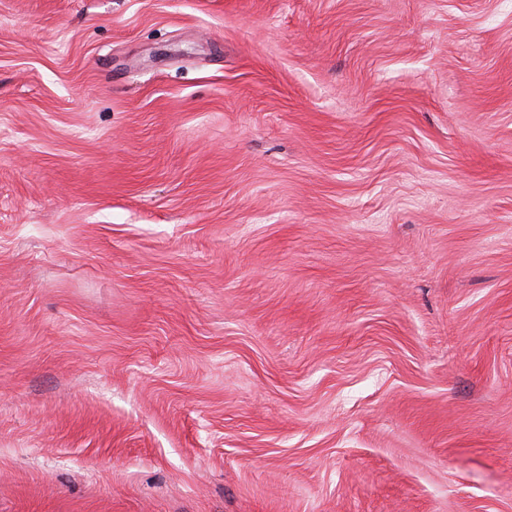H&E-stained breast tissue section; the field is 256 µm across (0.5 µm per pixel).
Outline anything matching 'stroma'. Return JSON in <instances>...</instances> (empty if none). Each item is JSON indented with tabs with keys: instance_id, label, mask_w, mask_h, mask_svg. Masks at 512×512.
I'll list each match as a JSON object with an SVG mask.
<instances>
[{
	"instance_id": "35a3bbf8",
	"label": "stroma",
	"mask_w": 512,
	"mask_h": 512,
	"mask_svg": "<svg viewBox=\"0 0 512 512\" xmlns=\"http://www.w3.org/2000/svg\"><path fill=\"white\" fill-rule=\"evenodd\" d=\"M0 512H512V0H0Z\"/></svg>"
}]
</instances>
